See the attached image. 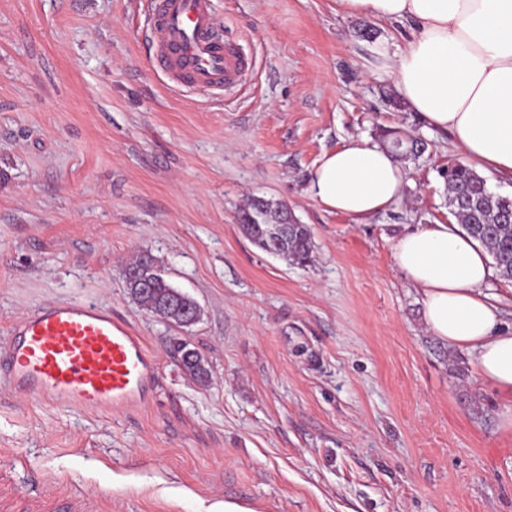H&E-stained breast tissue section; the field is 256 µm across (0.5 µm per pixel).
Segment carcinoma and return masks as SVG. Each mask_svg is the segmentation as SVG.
Instances as JSON below:
<instances>
[{"label":"carcinoma","mask_w":512,"mask_h":512,"mask_svg":"<svg viewBox=\"0 0 512 512\" xmlns=\"http://www.w3.org/2000/svg\"><path fill=\"white\" fill-rule=\"evenodd\" d=\"M382 147L395 158L418 157L425 143L412 139L400 151L392 143L400 138L395 131L381 133ZM448 191L449 212L461 228L479 241L492 256L498 275L512 280V198L493 193L487 180L472 165L457 161L442 172ZM244 235L265 252L281 256L294 265L305 266L312 260L313 241L309 227L296 224L288 208L263 197L253 198L240 214Z\"/></svg>","instance_id":"1"}]
</instances>
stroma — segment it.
<instances>
[{
	"mask_svg": "<svg viewBox=\"0 0 512 512\" xmlns=\"http://www.w3.org/2000/svg\"><path fill=\"white\" fill-rule=\"evenodd\" d=\"M144 3L0 0V338L83 300L158 366L145 405L117 414L0 384V472L25 498L96 495V512H512L505 402L428 333L392 257L399 235L448 220L440 171L461 157L383 98L408 25L335 0H213L251 76L197 93L151 70ZM383 127L429 144L401 164V203L356 222L308 197L323 153ZM255 196L310 228L311 263L244 236ZM140 250L198 302L196 324L131 300Z\"/></svg>",
	"mask_w": 512,
	"mask_h": 512,
	"instance_id": "35a3bbf8",
	"label": "stroma"
}]
</instances>
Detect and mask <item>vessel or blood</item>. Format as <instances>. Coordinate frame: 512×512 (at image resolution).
<instances>
[{
    "label": "vessel or blood",
    "mask_w": 512,
    "mask_h": 512,
    "mask_svg": "<svg viewBox=\"0 0 512 512\" xmlns=\"http://www.w3.org/2000/svg\"><path fill=\"white\" fill-rule=\"evenodd\" d=\"M157 50L154 72L196 91L236 85L241 56L217 33L211 0H150ZM0 378L44 400L89 411L146 402L157 366L111 309L57 302L13 321Z\"/></svg>",
    "instance_id": "b4317fda"
}]
</instances>
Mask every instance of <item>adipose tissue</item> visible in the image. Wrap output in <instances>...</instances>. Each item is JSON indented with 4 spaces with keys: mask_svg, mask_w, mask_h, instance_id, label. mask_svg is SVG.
Wrapping results in <instances>:
<instances>
[{
    "mask_svg": "<svg viewBox=\"0 0 512 512\" xmlns=\"http://www.w3.org/2000/svg\"><path fill=\"white\" fill-rule=\"evenodd\" d=\"M349 15L411 22L386 67L410 111L450 135L477 169L512 177V0H336ZM404 173L386 149L362 140L325 152L306 192L324 210L361 221L402 197ZM394 261L422 295L427 329L473 356L481 379L511 405L512 330L501 329L485 248L452 222L422 224L392 245Z\"/></svg>",
    "mask_w": 512,
    "mask_h": 512,
    "instance_id": "1",
    "label": "adipose tissue"
}]
</instances>
